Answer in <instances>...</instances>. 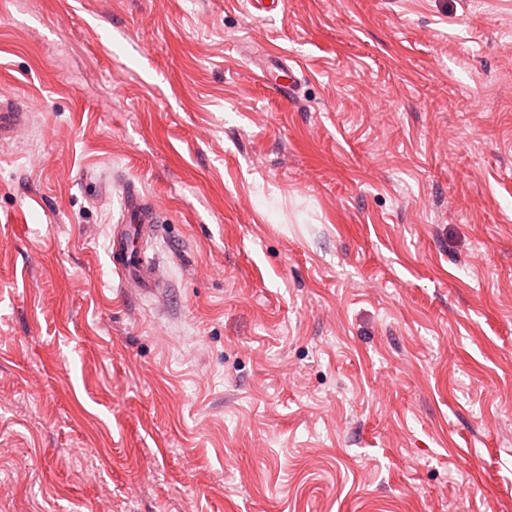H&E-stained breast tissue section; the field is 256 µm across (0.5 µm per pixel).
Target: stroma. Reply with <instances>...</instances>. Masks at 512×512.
Masks as SVG:
<instances>
[{"label":"stroma","mask_w":512,"mask_h":512,"mask_svg":"<svg viewBox=\"0 0 512 512\" xmlns=\"http://www.w3.org/2000/svg\"><path fill=\"white\" fill-rule=\"evenodd\" d=\"M0 102V512H512V0H0ZM279 70L277 72L260 68V74H257V80L266 84L282 97H288L294 93L296 86V76L291 68ZM128 224L111 228L109 252L112 265L125 284L131 282L144 295H155L156 268L141 252L139 244L146 243L156 227V216L147 207L146 198L133 187L124 197Z\"/></svg>","instance_id":"1"}]
</instances>
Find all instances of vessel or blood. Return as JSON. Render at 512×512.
<instances>
[{
  "mask_svg": "<svg viewBox=\"0 0 512 512\" xmlns=\"http://www.w3.org/2000/svg\"><path fill=\"white\" fill-rule=\"evenodd\" d=\"M258 81L266 84L278 95L294 93L296 76L293 71L261 70ZM128 220L113 225L110 233L109 252L112 265L123 282L133 284L144 295L156 292V268L141 252L140 245L148 240L155 228L156 216L137 190H130L124 198Z\"/></svg>",
  "mask_w": 512,
  "mask_h": 512,
  "instance_id": "1",
  "label": "vessel or blood"
}]
</instances>
